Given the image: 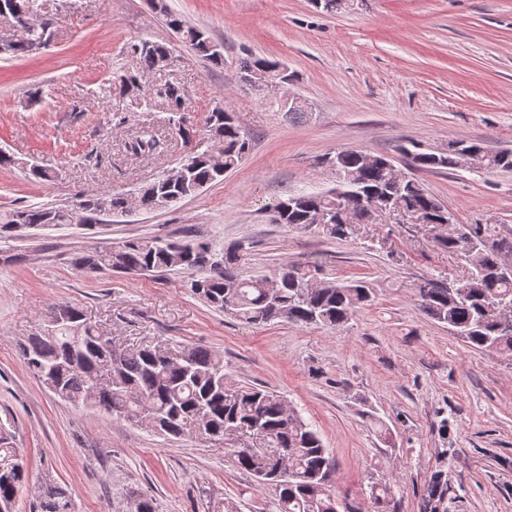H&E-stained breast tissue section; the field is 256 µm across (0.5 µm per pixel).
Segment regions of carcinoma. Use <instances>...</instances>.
I'll use <instances>...</instances> for the list:
<instances>
[{"mask_svg":"<svg viewBox=\"0 0 512 512\" xmlns=\"http://www.w3.org/2000/svg\"><path fill=\"white\" fill-rule=\"evenodd\" d=\"M157 8L166 25L199 57L215 67L224 65V55L207 33L186 24L182 17ZM10 19L32 21L26 39L5 50L10 56L24 55L47 43L52 26L48 15L37 17L38 0H3L0 14ZM125 51L132 65L119 75V90L130 112H167L187 108L179 85L166 81L153 87L141 84L149 72L161 70L171 57L169 48L158 42L139 40ZM238 73H260L270 83H285L281 63L250 56L238 64ZM205 138L214 147L194 148L181 160L188 181L179 184L164 176L139 190L143 210L166 208L195 196L200 188L221 181L236 169L251 150L248 136L234 115L216 106L204 120ZM160 141L144 129L128 142L134 155H150ZM399 151L413 169L442 170L458 167L460 154L469 155L472 167L487 173L512 172V150H491L481 141H452L448 150L437 152L422 141L409 139ZM368 151L346 148L331 162L336 187L325 192H300L267 205L270 223L292 229L322 228L330 238L345 235L346 225L357 212L383 206L389 212L422 213L440 224L452 223L451 213L413 177L397 181L386 167L387 158L366 163ZM106 208H100V205ZM128 199L124 193L106 191L84 199L70 208L29 206L0 214V237H15L34 226L71 224L74 213L84 211L83 225L92 227L101 213H123ZM442 245L471 266V272L450 285L424 279L417 292L419 307L433 320L448 327L472 349L512 353V326L502 325L503 312L512 309V274H503L501 254L512 251V240L492 234L489 224H469ZM245 245L238 242L220 252L207 242L130 239L117 246L86 250L72 260L75 269L88 274L111 271L132 274L184 270L197 274L192 292L210 307L240 321L259 325L274 320L300 326L342 327L360 309L371 304L372 292L364 282L329 281L312 288L311 270L301 263L285 265L272 277L246 276L241 272ZM277 280L279 287L267 284ZM84 311L58 304L50 308L43 330L27 337L20 347L25 370L43 387L62 400L93 413L116 415L168 439L194 436L211 443L229 437L248 442L231 449L233 465L254 477L273 494L275 512H350L336 499L332 481L334 464L320 433L276 391L252 385H234L225 380L224 360L216 351L186 347L181 360L163 366L156 355L160 346L109 344ZM0 505L9 509L16 496L30 484V472L13 446L12 436L0 430ZM451 487L442 471L432 474L422 512H448ZM392 495L387 483L371 486L375 509L383 512ZM33 512H73L69 488L47 475L36 487ZM127 512H155L153 500L136 494Z\"/></svg>","mask_w":512,"mask_h":512,"instance_id":"1","label":"carcinoma"}]
</instances>
